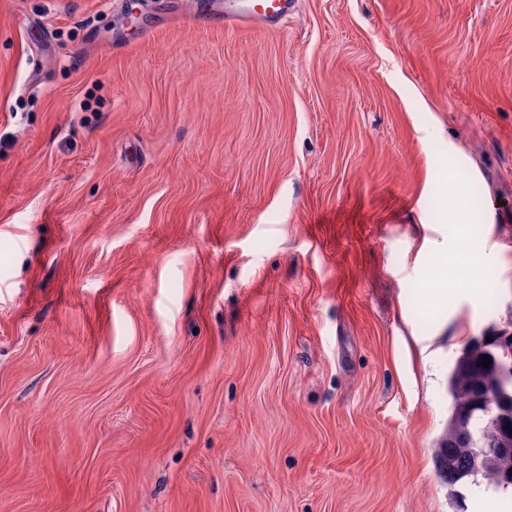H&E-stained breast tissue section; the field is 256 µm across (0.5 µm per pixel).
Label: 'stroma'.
Returning <instances> with one entry per match:
<instances>
[{
    "mask_svg": "<svg viewBox=\"0 0 512 512\" xmlns=\"http://www.w3.org/2000/svg\"><path fill=\"white\" fill-rule=\"evenodd\" d=\"M201 2L0 0V512H512L434 463L512 333V0ZM203 18L213 19L224 28L237 27L253 22L276 24L294 9V0H210Z\"/></svg>",
    "mask_w": 512,
    "mask_h": 512,
    "instance_id": "35a3bbf8",
    "label": "stroma"
}]
</instances>
